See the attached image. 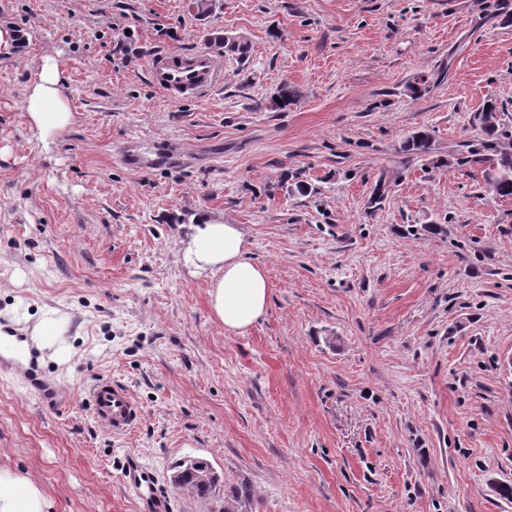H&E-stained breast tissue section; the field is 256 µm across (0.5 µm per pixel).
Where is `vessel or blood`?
<instances>
[{"label":"vessel or blood","mask_w":512,"mask_h":512,"mask_svg":"<svg viewBox=\"0 0 512 512\" xmlns=\"http://www.w3.org/2000/svg\"><path fill=\"white\" fill-rule=\"evenodd\" d=\"M217 59L213 52L199 49L191 53L168 51L151 60L148 77L151 84L174 101L195 97L211 87L216 79ZM96 418L113 432L130 430L138 417V408L128 391L110 379L99 380L90 391ZM123 481L145 500H157L153 480L146 467L134 464L122 474Z\"/></svg>","instance_id":"obj_1"}]
</instances>
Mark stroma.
Returning <instances> with one entry per match:
<instances>
[{
  "mask_svg": "<svg viewBox=\"0 0 512 512\" xmlns=\"http://www.w3.org/2000/svg\"><path fill=\"white\" fill-rule=\"evenodd\" d=\"M0 26V321L51 316L62 390L0 370V466L47 512H154L133 458L164 512H224L174 487L192 458L250 486L241 512H512V196L487 182L512 152V0H0ZM203 48L196 99L149 82L154 55ZM46 56L71 122L44 137ZM490 100L506 137L462 164ZM417 130L430 153L404 150ZM204 216L270 283L240 333L183 259ZM104 377L138 406L127 433L93 415ZM123 481L132 488L137 495L145 500L159 501L150 473L146 467L135 464L129 465L122 473ZM160 506L161 502L159 501Z\"/></svg>",
  "mask_w": 512,
  "mask_h": 512,
  "instance_id": "1",
  "label": "stroma"
}]
</instances>
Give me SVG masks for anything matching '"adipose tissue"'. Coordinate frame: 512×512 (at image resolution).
Returning <instances> with one entry per match:
<instances>
[{
	"label": "adipose tissue",
	"mask_w": 512,
	"mask_h": 512,
	"mask_svg": "<svg viewBox=\"0 0 512 512\" xmlns=\"http://www.w3.org/2000/svg\"><path fill=\"white\" fill-rule=\"evenodd\" d=\"M61 81L58 63L44 58L39 80L27 97V111L41 135H49L70 122L71 113L60 92ZM184 260L210 271V308L225 331H244L266 315L269 283L262 267L249 258L246 238L238 225L202 218L193 228ZM46 506L47 500L36 483L0 468V512H45Z\"/></svg>",
	"instance_id": "obj_1"
}]
</instances>
